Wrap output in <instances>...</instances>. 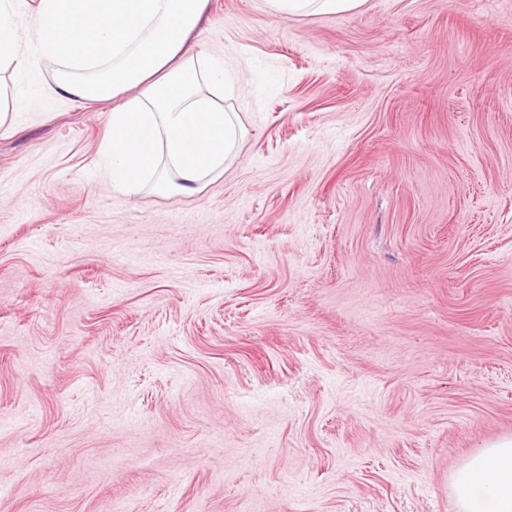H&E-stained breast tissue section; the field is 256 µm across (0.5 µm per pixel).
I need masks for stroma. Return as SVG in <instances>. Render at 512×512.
<instances>
[{"label": "stroma", "instance_id": "obj_1", "mask_svg": "<svg viewBox=\"0 0 512 512\" xmlns=\"http://www.w3.org/2000/svg\"><path fill=\"white\" fill-rule=\"evenodd\" d=\"M0 66V512H457L512 437V0H209L238 156L113 190L120 98ZM268 13L276 16L336 15L358 11L366 0H263Z\"/></svg>", "mask_w": 512, "mask_h": 512}]
</instances>
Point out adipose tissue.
Segmentation results:
<instances>
[{"label":"adipose tissue","mask_w":512,"mask_h":512,"mask_svg":"<svg viewBox=\"0 0 512 512\" xmlns=\"http://www.w3.org/2000/svg\"><path fill=\"white\" fill-rule=\"evenodd\" d=\"M208 0H34L40 58L55 67L60 96L102 100L125 95L108 116L102 144L112 187L131 193L158 171L171 185L199 192L220 175L244 135L233 113L203 85L222 86L224 69L192 53L188 40ZM366 0H264L276 16L336 15ZM458 512H512V438L476 451L451 476Z\"/></svg>","instance_id":"ef3b65f1"}]
</instances>
